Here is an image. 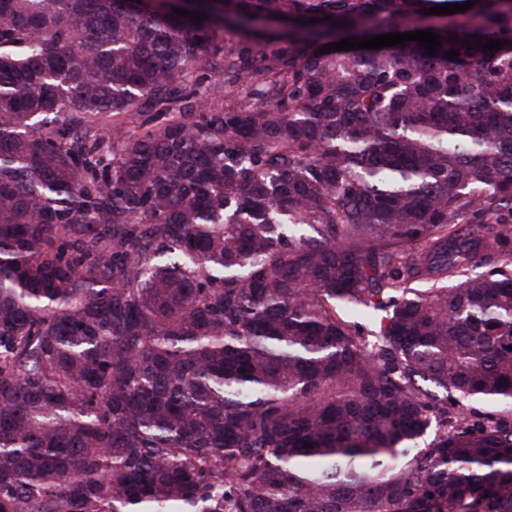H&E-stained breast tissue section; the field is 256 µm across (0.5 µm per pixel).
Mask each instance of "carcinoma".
Instances as JSON below:
<instances>
[{"label":"carcinoma","instance_id":"1","mask_svg":"<svg viewBox=\"0 0 512 512\" xmlns=\"http://www.w3.org/2000/svg\"><path fill=\"white\" fill-rule=\"evenodd\" d=\"M465 2L0 0V512H512V0Z\"/></svg>","mask_w":512,"mask_h":512}]
</instances>
